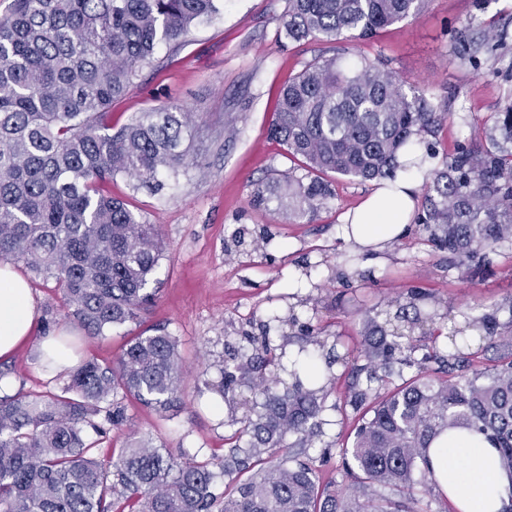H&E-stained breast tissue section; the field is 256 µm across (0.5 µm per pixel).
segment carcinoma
<instances>
[{
  "label": "carcinoma",
  "mask_w": 512,
  "mask_h": 512,
  "mask_svg": "<svg viewBox=\"0 0 512 512\" xmlns=\"http://www.w3.org/2000/svg\"><path fill=\"white\" fill-rule=\"evenodd\" d=\"M218 0H12L0 21V260L35 279L53 281L85 336L96 338L138 320L156 300V270L164 258L158 226L115 198L118 175L135 188L159 185L161 172L179 175L195 115L174 105L134 113L112 125V103L127 96L156 48L178 42L219 11ZM425 0H288L282 30L288 39L327 43L366 38L418 12ZM462 34V57L475 60L504 30ZM448 121L384 59L346 62L332 57L288 79L270 126L288 157L303 158L309 179L292 174L260 184L254 201L275 199L293 223L311 219L332 198L326 175L393 181L399 169L422 176L425 205L418 223L459 266H484L499 246L512 244V101L495 113L484 142L460 145L438 168L411 159L423 136ZM402 324L371 323L353 365L349 405L359 413L344 449L350 483L319 487L312 468L288 457L271 464L262 450L310 448L321 434V370L298 349L291 368L269 345L224 361L238 369L275 368L259 388L262 401L240 420L223 468L258 470L233 492H219L214 463L176 457L133 437L117 456L99 459L86 430L101 435L125 425L117 396L166 410L179 400L183 361L176 337H131L111 363L92 358L70 371L56 391L0 395V512H424L415 479L426 450L459 428L483 435L512 479V329L496 313L465 320L462 334L484 333L496 358L443 354L431 341L422 357L409 338L421 310ZM414 375L385 396L372 384L392 364ZM207 388L231 404L235 378ZM251 454L239 458L240 442ZM370 484L401 489L392 500L365 495Z\"/></svg>",
  "instance_id": "obj_1"
}]
</instances>
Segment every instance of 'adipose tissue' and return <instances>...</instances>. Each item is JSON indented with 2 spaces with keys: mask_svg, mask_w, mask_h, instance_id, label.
<instances>
[{
  "mask_svg": "<svg viewBox=\"0 0 512 512\" xmlns=\"http://www.w3.org/2000/svg\"><path fill=\"white\" fill-rule=\"evenodd\" d=\"M394 197L376 190L357 209L347 213L340 227L347 242L363 257L383 252L405 233L415 211L420 182L413 176L395 178ZM37 306L26 280L11 264L0 263V358L11 355L32 334ZM432 478L455 512H499L508 480L496 452L483 436L458 430L436 439L430 449Z\"/></svg>",
  "mask_w": 512,
  "mask_h": 512,
  "instance_id": "ef3b65f1",
  "label": "adipose tissue"
}]
</instances>
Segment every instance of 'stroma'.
Segmentation results:
<instances>
[{
    "label": "stroma",
    "instance_id": "1",
    "mask_svg": "<svg viewBox=\"0 0 512 512\" xmlns=\"http://www.w3.org/2000/svg\"><path fill=\"white\" fill-rule=\"evenodd\" d=\"M287 8L288 0H224L219 13L193 27L177 48H158L154 66L112 106L118 125L163 105L183 106L197 121L189 166L179 179L163 178L162 189L153 193L134 190L123 176L112 182L113 196L158 225L165 245L159 293L141 321L89 339L66 318L53 283L30 284L40 319L35 340L68 335L73 363L115 360L129 337L144 329H164L179 341L185 368L179 403L161 412L124 398L127 424L98 437L99 457L119 451L134 432L174 455L223 462L243 411L204 383L219 380L226 348L249 352L251 337L265 336L285 358L309 333L310 353L340 360L324 377L321 436L314 447L289 454L308 457L321 480L342 486V445L355 426L344 404L351 386L347 364L368 321L393 318L415 292L425 295L420 305L429 314L427 333L447 331L465 313L493 310L500 323L512 321L511 245L497 248L482 269L453 268L413 221L369 272L343 264L353 247L339 233L341 218L374 192L375 182L331 176L335 197L310 223H289L275 205L253 202L257 184L271 172L306 174L268 138L267 127L284 82L320 59L386 58L448 115L430 139L436 160L482 131L512 97V37L505 47L481 54L476 68L457 58L453 47L472 20L512 33V0H427L418 15L372 38L335 44L288 40L281 29ZM35 340L6 361L9 377L25 392L58 389L67 376L44 367Z\"/></svg>",
    "mask_w": 512,
    "mask_h": 512
}]
</instances>
